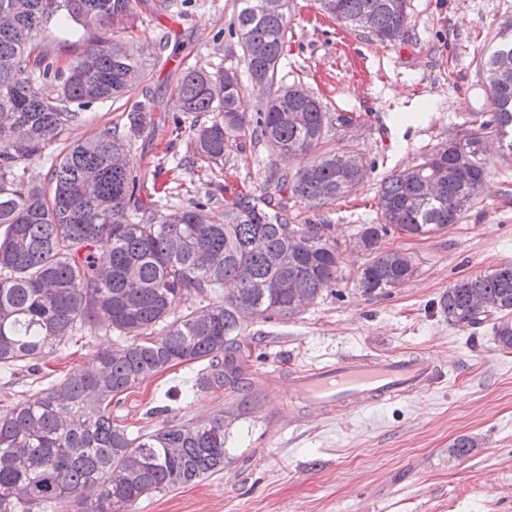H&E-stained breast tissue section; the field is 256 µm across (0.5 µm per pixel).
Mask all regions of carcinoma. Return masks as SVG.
<instances>
[{
    "mask_svg": "<svg viewBox=\"0 0 512 512\" xmlns=\"http://www.w3.org/2000/svg\"><path fill=\"white\" fill-rule=\"evenodd\" d=\"M230 25L247 80L270 96L255 113L240 110L238 71L188 68L176 88L191 116L187 147L224 168L226 149L246 142L281 160L319 152L293 176L271 170L263 191L230 201L217 190L168 212L143 202L132 139L149 108L132 102L126 123L105 125L63 149L49 187L26 164L44 154L83 110L129 98L145 68L100 37L69 61L40 50L37 36L65 17L83 32L134 29L138 0H0V367L18 370L59 354L100 317L123 342L95 364L41 389L0 414V512H134L143 497L199 483L224 470L230 422H164L130 431L112 420V401L176 363H208L199 385L237 396L244 413L252 381L243 352L245 320L294 318L341 281L388 293L417 272L411 256L381 247L388 233L428 237L459 223L484 193L483 155L495 143L512 155V23L477 63L490 111L476 127L448 136L421 162L386 176L377 190V223L361 225L352 246L360 263L341 269V244L323 215L292 224L282 193L312 208L353 194L368 178L336 158L360 156L352 132L360 117L332 116L310 94L278 79L288 54V0H238ZM342 26L390 43L407 28L410 0H316ZM346 142L326 147L332 130ZM108 250L99 262L96 251ZM224 291L217 302H204ZM461 329L492 322L512 350V263L456 282L437 301ZM161 331L162 339L147 337Z\"/></svg>",
    "mask_w": 512,
    "mask_h": 512,
    "instance_id": "carcinoma-1",
    "label": "carcinoma"
}]
</instances>
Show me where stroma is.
I'll list each match as a JSON object with an SVG mask.
<instances>
[{
  "mask_svg": "<svg viewBox=\"0 0 512 512\" xmlns=\"http://www.w3.org/2000/svg\"><path fill=\"white\" fill-rule=\"evenodd\" d=\"M403 41H373L318 10L314 0H289L286 81L298 80L328 112H357L360 152L374 167L347 198L312 211L293 198L297 223L324 214L338 241L375 217L378 186L414 165L459 125L474 126L490 103L477 73V50L501 23L512 0H411ZM237 0H143L132 33L120 44L142 55L152 99L133 163L144 177L142 200L182 207L207 189L225 197L260 191L279 165L266 146L229 147L224 168L187 163L176 86L189 68H243L242 49L228 34ZM166 49H158L160 33ZM123 102L98 103L46 155L28 163L48 180L64 144L91 137L105 123L125 124ZM314 154L282 166L295 173ZM485 195L449 230L428 238L391 233L386 249L412 256L417 272L387 294L367 295L340 283L334 293L293 318L247 328L254 373L251 408L230 430V462L202 482L142 499L136 512H512V350L494 341L491 324L459 330L436 312L441 294L459 280L512 262V157H486ZM115 337L104 327L74 337L65 356L20 370L0 368V403L23 402L67 374L91 366ZM425 353L456 365L433 391L357 411L331 414L297 408L281 390L289 373L353 353ZM200 363L167 367L113 406L118 424L136 430L161 422L191 423L231 405L223 391L200 386ZM168 406L164 416L153 407ZM461 436L475 446L450 452Z\"/></svg>",
  "mask_w": 512,
  "mask_h": 512,
  "instance_id": "obj_1",
  "label": "stroma"
}]
</instances>
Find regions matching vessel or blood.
I'll list each match as a JSON object with an SVG mask.
<instances>
[{
  "mask_svg": "<svg viewBox=\"0 0 512 512\" xmlns=\"http://www.w3.org/2000/svg\"><path fill=\"white\" fill-rule=\"evenodd\" d=\"M446 380L444 367L433 357L361 353L294 371L288 390L315 409L351 411L428 392Z\"/></svg>",
  "mask_w": 512,
  "mask_h": 512,
  "instance_id": "1",
  "label": "vessel or blood"
}]
</instances>
